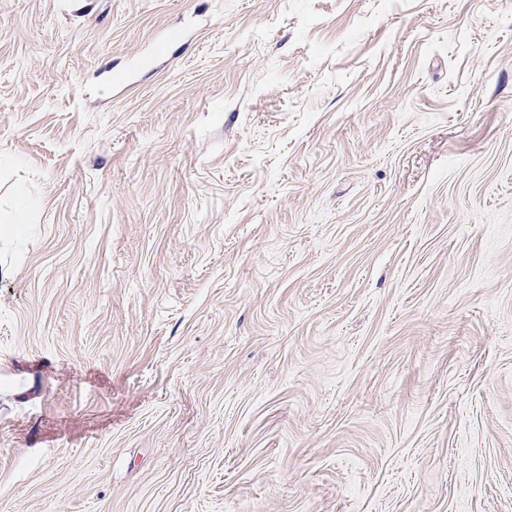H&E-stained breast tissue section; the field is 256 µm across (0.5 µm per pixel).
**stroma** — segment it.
I'll use <instances>...</instances> for the list:
<instances>
[{
    "mask_svg": "<svg viewBox=\"0 0 512 512\" xmlns=\"http://www.w3.org/2000/svg\"><path fill=\"white\" fill-rule=\"evenodd\" d=\"M12 222L0 512H512V0H0Z\"/></svg>",
    "mask_w": 512,
    "mask_h": 512,
    "instance_id": "obj_1",
    "label": "stroma"
}]
</instances>
